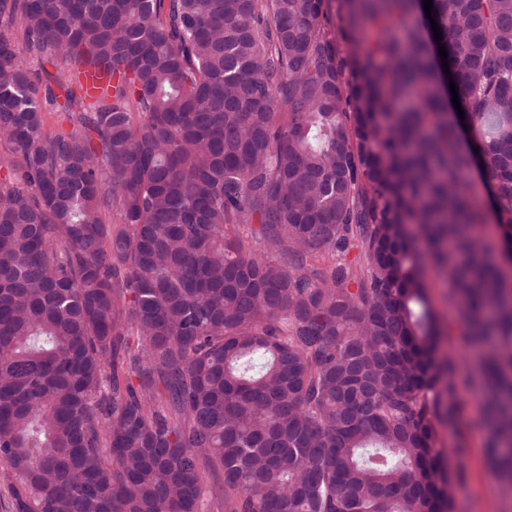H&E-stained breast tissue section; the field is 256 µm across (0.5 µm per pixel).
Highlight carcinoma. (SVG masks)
<instances>
[{
	"label": "carcinoma",
	"instance_id": "carcinoma-1",
	"mask_svg": "<svg viewBox=\"0 0 512 512\" xmlns=\"http://www.w3.org/2000/svg\"><path fill=\"white\" fill-rule=\"evenodd\" d=\"M432 5L463 119L419 0H0L12 512H453L471 399L512 495V0ZM44 69L46 72H48L51 75H57L60 72H64V75L62 76L63 79L67 80L74 89H76V85L79 82H83V74H81L79 71H77L74 68L69 67H60V69H56L54 66H52L48 62H35L31 65V71L34 75V77L39 74L40 80L45 82L46 74L44 72ZM432 297L443 323L455 327L459 314L448 305V288L440 283L433 284Z\"/></svg>",
	"mask_w": 512,
	"mask_h": 512
}]
</instances>
